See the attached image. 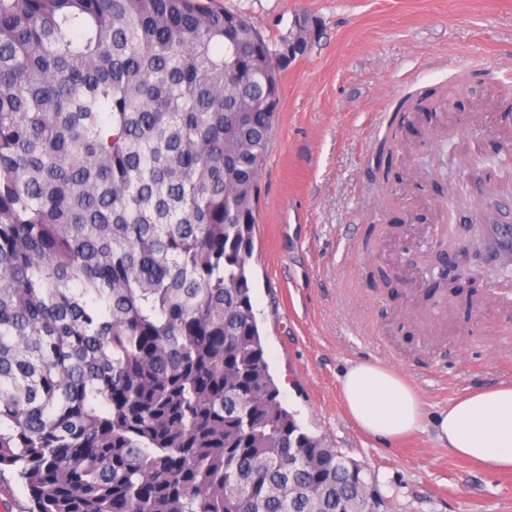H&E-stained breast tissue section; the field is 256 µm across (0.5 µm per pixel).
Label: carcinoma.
Here are the masks:
<instances>
[{
	"label": "carcinoma",
	"mask_w": 512,
	"mask_h": 512,
	"mask_svg": "<svg viewBox=\"0 0 512 512\" xmlns=\"http://www.w3.org/2000/svg\"><path fill=\"white\" fill-rule=\"evenodd\" d=\"M294 33L0 0V489L27 512H389L282 406L251 302ZM5 477L10 485V492L0 496V512H20L28 506V492L23 484L15 480L11 471L5 472Z\"/></svg>",
	"instance_id": "1"
}]
</instances>
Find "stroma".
Instances as JSON below:
<instances>
[{
	"instance_id": "obj_1",
	"label": "stroma",
	"mask_w": 512,
	"mask_h": 512,
	"mask_svg": "<svg viewBox=\"0 0 512 512\" xmlns=\"http://www.w3.org/2000/svg\"><path fill=\"white\" fill-rule=\"evenodd\" d=\"M217 2L271 37L302 10L319 27L281 76L248 266L282 405L363 464L391 512H512V471L455 456L432 427L457 397L512 382V268L458 296L423 286L438 276V246L474 239L481 172L512 173V0ZM450 83L445 128L425 148L403 130L390 173L378 170L396 104ZM359 362L413 386L420 429L385 441L350 418L341 378Z\"/></svg>"
}]
</instances>
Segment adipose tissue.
Masks as SVG:
<instances>
[{"label":"adipose tissue","mask_w":512,"mask_h":512,"mask_svg":"<svg viewBox=\"0 0 512 512\" xmlns=\"http://www.w3.org/2000/svg\"><path fill=\"white\" fill-rule=\"evenodd\" d=\"M342 392L353 420L369 435L393 440L421 426L417 393L395 372L373 363L351 365ZM451 453L479 461L491 471L512 470V383L465 394L434 421Z\"/></svg>","instance_id":"adipose-tissue-1"}]
</instances>
